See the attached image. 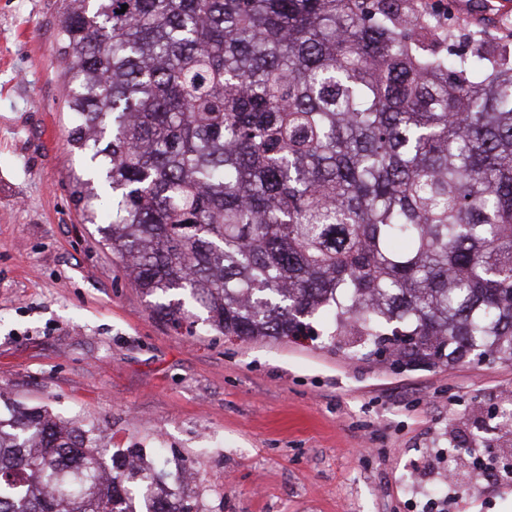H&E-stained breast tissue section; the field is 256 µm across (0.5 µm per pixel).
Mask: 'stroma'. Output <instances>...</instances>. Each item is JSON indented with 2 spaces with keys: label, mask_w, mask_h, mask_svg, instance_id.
Returning a JSON list of instances; mask_svg holds the SVG:
<instances>
[{
  "label": "stroma",
  "mask_w": 512,
  "mask_h": 512,
  "mask_svg": "<svg viewBox=\"0 0 512 512\" xmlns=\"http://www.w3.org/2000/svg\"><path fill=\"white\" fill-rule=\"evenodd\" d=\"M512 30V0H439ZM63 0H0V396L192 466V512H512V361L395 371L311 340L175 331L73 201Z\"/></svg>",
  "instance_id": "35a3bbf8"
}]
</instances>
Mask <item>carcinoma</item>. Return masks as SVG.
I'll return each instance as SVG.
<instances>
[{
    "instance_id": "carcinoma-1",
    "label": "carcinoma",
    "mask_w": 512,
    "mask_h": 512,
    "mask_svg": "<svg viewBox=\"0 0 512 512\" xmlns=\"http://www.w3.org/2000/svg\"><path fill=\"white\" fill-rule=\"evenodd\" d=\"M128 5L125 12L117 10ZM425 0H65L72 195L175 329L512 360V33ZM0 414V512H187L143 449Z\"/></svg>"
}]
</instances>
